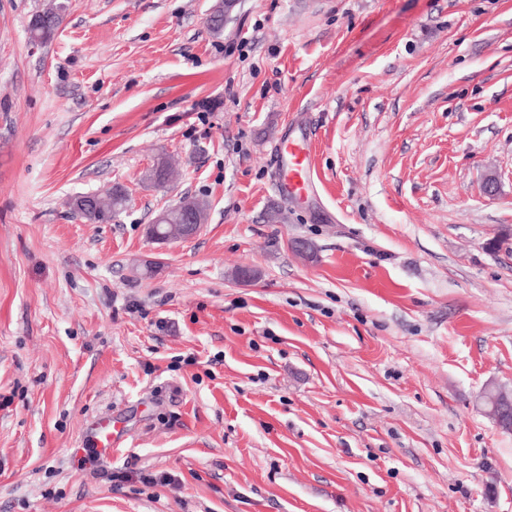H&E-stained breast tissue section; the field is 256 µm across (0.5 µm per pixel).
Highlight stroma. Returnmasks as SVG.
Here are the masks:
<instances>
[{
    "instance_id": "35a3bbf8",
    "label": "stroma",
    "mask_w": 512,
    "mask_h": 512,
    "mask_svg": "<svg viewBox=\"0 0 512 512\" xmlns=\"http://www.w3.org/2000/svg\"><path fill=\"white\" fill-rule=\"evenodd\" d=\"M48 2L0 0V512H512V0H68L31 44ZM51 7L34 16L35 26L28 28L31 41L48 42L56 33L67 11L66 0H54ZM276 162L280 158V167L288 169V175L280 183L284 193H291L305 181L311 180L310 147L307 144H287L274 150ZM88 203L84 207H73L74 213L84 220L92 223H104L112 220L116 213L121 211L127 202L126 192L115 187L106 196L87 195ZM188 197H183L175 206H169L162 210L167 213V220L164 224H181V233L184 239L192 238L198 234L203 224L201 216L192 205H186L187 215L185 217L182 211V201ZM171 207V208H170ZM184 223V224H183ZM484 398L498 426L510 429L512 427V399L491 391L486 392ZM116 424L112 423V417L99 418L90 431V438L100 456L111 457L112 446L118 435Z\"/></svg>"
}]
</instances>
